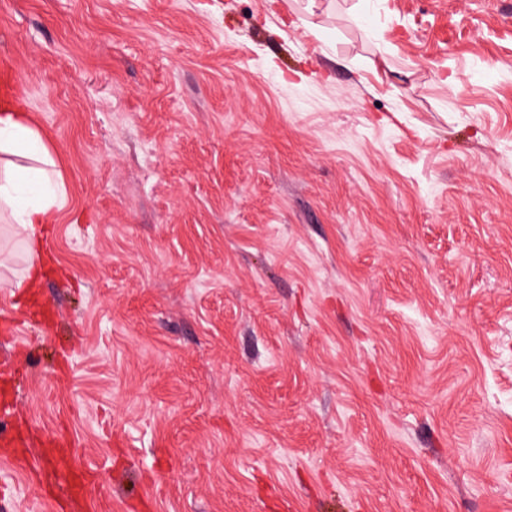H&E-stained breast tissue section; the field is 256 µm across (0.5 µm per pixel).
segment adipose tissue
Here are the masks:
<instances>
[{"label": "adipose tissue", "instance_id": "obj_1", "mask_svg": "<svg viewBox=\"0 0 512 512\" xmlns=\"http://www.w3.org/2000/svg\"><path fill=\"white\" fill-rule=\"evenodd\" d=\"M38 132L12 115L0 117V152L28 155L36 152ZM48 155H41L38 165L13 166L0 171V206L11 211V219L23 234L30 249L41 246L39 217L59 200L62 190L54 185Z\"/></svg>", "mask_w": 512, "mask_h": 512}]
</instances>
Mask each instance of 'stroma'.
I'll return each mask as SVG.
<instances>
[{
    "instance_id": "stroma-1",
    "label": "stroma",
    "mask_w": 512,
    "mask_h": 512,
    "mask_svg": "<svg viewBox=\"0 0 512 512\" xmlns=\"http://www.w3.org/2000/svg\"><path fill=\"white\" fill-rule=\"evenodd\" d=\"M5 114L6 512H512V0H0ZM38 132L12 115L0 117V152L13 155H29L37 150ZM36 161L41 166H12L0 171V206L10 209L13 224L25 236L31 252L41 246L39 216L62 195L48 169L52 165L48 154L44 152Z\"/></svg>"
}]
</instances>
